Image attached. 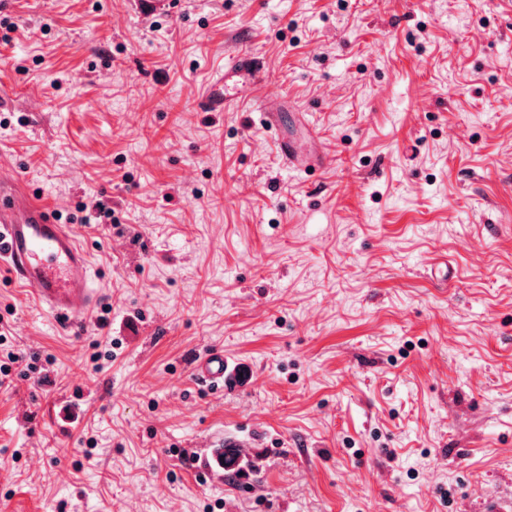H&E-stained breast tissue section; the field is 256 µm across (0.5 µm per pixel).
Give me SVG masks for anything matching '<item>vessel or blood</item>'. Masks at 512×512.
I'll list each match as a JSON object with an SVG mask.
<instances>
[{
    "instance_id": "vessel-or-blood-1",
    "label": "vessel or blood",
    "mask_w": 512,
    "mask_h": 512,
    "mask_svg": "<svg viewBox=\"0 0 512 512\" xmlns=\"http://www.w3.org/2000/svg\"><path fill=\"white\" fill-rule=\"evenodd\" d=\"M263 75L264 64L258 55L246 50L232 54L198 92L199 111L228 112L239 107L241 98ZM252 109L258 112L263 128L274 135L285 166L302 173L322 169L325 159L315 144V130H308L313 145L304 149L283 130L279 100L257 97ZM0 260L15 282L32 288L37 300L67 326L90 317L105 300L92 285L88 255L68 225L56 223L49 206L19 191L9 177L0 178ZM192 373L202 383L223 384V349L212 348L194 358Z\"/></svg>"
}]
</instances>
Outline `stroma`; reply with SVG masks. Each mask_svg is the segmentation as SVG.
Instances as JSON below:
<instances>
[{
	"label": "stroma",
	"instance_id": "obj_1",
	"mask_svg": "<svg viewBox=\"0 0 512 512\" xmlns=\"http://www.w3.org/2000/svg\"><path fill=\"white\" fill-rule=\"evenodd\" d=\"M237 50L321 172L249 108L196 109ZM1 173L73 228L107 323L67 329L0 263V364L51 359L0 387V512L512 501L503 0H0ZM285 107L280 100L263 97H253L252 110L259 112L262 127L275 136L285 166L290 170L308 174L310 168L319 171L325 163V155L319 146L315 145L317 134L313 128H307L309 141L313 146L309 149L301 148L297 142L289 137L282 129L281 117ZM192 373L196 380L206 385H223L224 350L211 348L192 361Z\"/></svg>",
	"mask_w": 512,
	"mask_h": 512
}]
</instances>
